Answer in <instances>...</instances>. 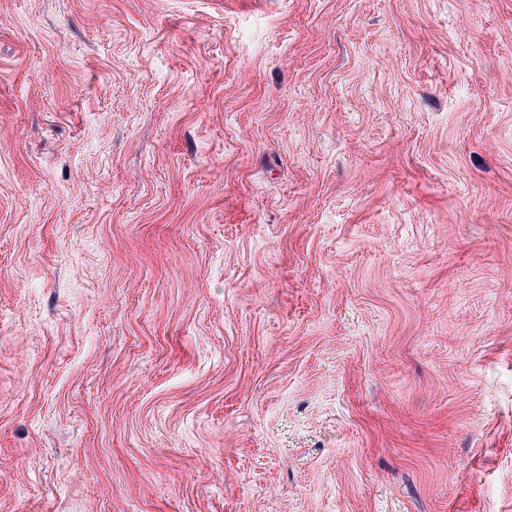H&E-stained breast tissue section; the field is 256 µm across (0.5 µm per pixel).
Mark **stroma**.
I'll return each instance as SVG.
<instances>
[{"instance_id":"stroma-1","label":"stroma","mask_w":512,"mask_h":512,"mask_svg":"<svg viewBox=\"0 0 512 512\" xmlns=\"http://www.w3.org/2000/svg\"><path fill=\"white\" fill-rule=\"evenodd\" d=\"M0 512H512V0H0Z\"/></svg>"}]
</instances>
